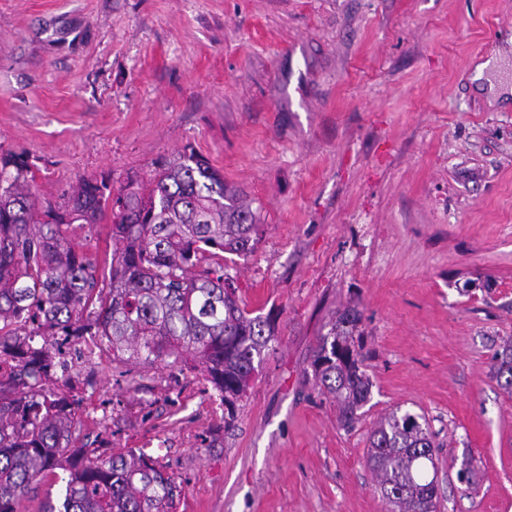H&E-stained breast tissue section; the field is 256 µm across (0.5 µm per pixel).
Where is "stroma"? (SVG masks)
I'll list each match as a JSON object with an SVG mask.
<instances>
[{
	"mask_svg": "<svg viewBox=\"0 0 512 512\" xmlns=\"http://www.w3.org/2000/svg\"><path fill=\"white\" fill-rule=\"evenodd\" d=\"M187 146L260 211L224 270L277 340L231 406L178 364L74 360L54 382L74 445L151 455L174 512H387L368 449L401 408L441 446V512H512V394L490 373L512 342V0H0V156H27L40 202ZM67 237L112 256L111 218ZM349 304L371 391L347 429L311 364Z\"/></svg>",
	"mask_w": 512,
	"mask_h": 512,
	"instance_id": "stroma-1",
	"label": "stroma"
}]
</instances>
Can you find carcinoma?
<instances>
[{
    "label": "carcinoma",
    "instance_id": "carcinoma-1",
    "mask_svg": "<svg viewBox=\"0 0 512 512\" xmlns=\"http://www.w3.org/2000/svg\"><path fill=\"white\" fill-rule=\"evenodd\" d=\"M22 155L0 157V356L25 363L0 370V512L40 477L68 472L61 512H173L176 482L134 449L93 459L70 447L75 402L51 385L57 341H91L135 364L173 359L203 368L231 405L277 340L269 319L241 307L224 255L246 256L258 242L259 216L240 190L194 152L159 161L149 177L82 179L63 202L42 205ZM112 215L107 274L72 245L75 224ZM356 305L336 313L318 339L314 386L336 399L350 426L370 383L354 345ZM491 374L512 394V343ZM425 416L396 409L370 437L368 463L389 512H438L437 466Z\"/></svg>",
    "mask_w": 512,
    "mask_h": 512
}]
</instances>
